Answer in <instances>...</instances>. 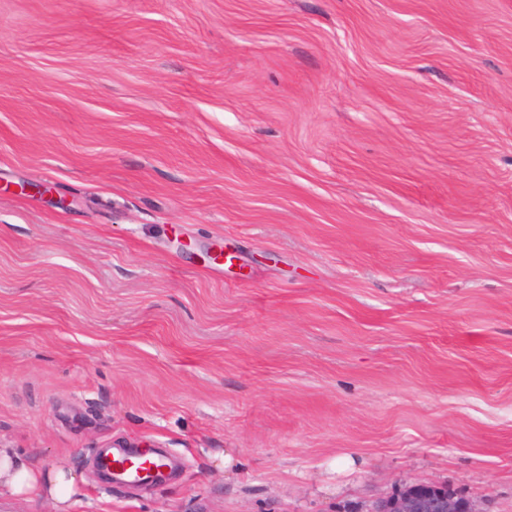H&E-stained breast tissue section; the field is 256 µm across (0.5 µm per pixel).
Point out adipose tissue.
I'll return each mask as SVG.
<instances>
[{
    "label": "adipose tissue",
    "mask_w": 512,
    "mask_h": 512,
    "mask_svg": "<svg viewBox=\"0 0 512 512\" xmlns=\"http://www.w3.org/2000/svg\"><path fill=\"white\" fill-rule=\"evenodd\" d=\"M80 493V477L66 462L43 468L19 457L13 449L0 448V496L39 499L54 512H71Z\"/></svg>",
    "instance_id": "ef3b65f1"
}]
</instances>
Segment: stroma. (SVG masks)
<instances>
[{
  "label": "stroma",
  "mask_w": 512,
  "mask_h": 512,
  "mask_svg": "<svg viewBox=\"0 0 512 512\" xmlns=\"http://www.w3.org/2000/svg\"><path fill=\"white\" fill-rule=\"evenodd\" d=\"M0 446L73 512H512V0H0ZM150 455H155L148 457ZM161 456L146 452L145 455L132 464H126L118 457H104L100 460L101 466L108 470L113 471L122 481L126 483H140L149 479L150 471L152 468H160L162 463ZM374 512H471L470 503L460 497H448L442 484L420 483L406 485L392 495L377 501Z\"/></svg>",
  "instance_id": "35a3bbf8"
}]
</instances>
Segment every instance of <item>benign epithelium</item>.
I'll list each match as a JSON object with an SVG mask.
<instances>
[{"label": "benign epithelium", "instance_id": "obj_1", "mask_svg": "<svg viewBox=\"0 0 512 512\" xmlns=\"http://www.w3.org/2000/svg\"><path fill=\"white\" fill-rule=\"evenodd\" d=\"M372 512H472V508L464 498L448 497L445 485L420 483L407 485L377 501Z\"/></svg>", "mask_w": 512, "mask_h": 512}]
</instances>
